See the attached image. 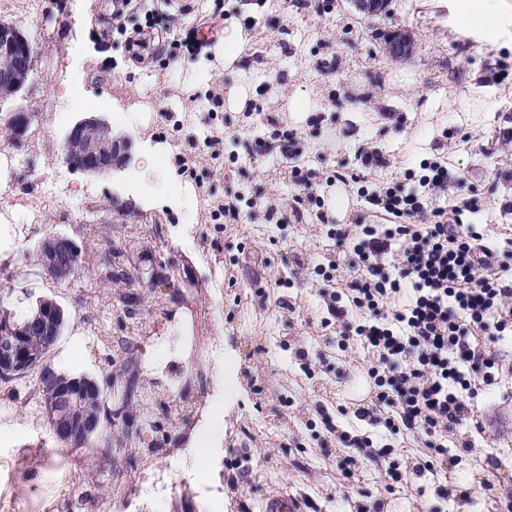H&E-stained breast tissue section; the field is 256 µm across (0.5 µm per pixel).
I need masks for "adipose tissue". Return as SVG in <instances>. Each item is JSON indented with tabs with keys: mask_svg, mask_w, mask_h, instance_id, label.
Segmentation results:
<instances>
[{
	"mask_svg": "<svg viewBox=\"0 0 512 512\" xmlns=\"http://www.w3.org/2000/svg\"><path fill=\"white\" fill-rule=\"evenodd\" d=\"M251 41L247 28L236 17H228L224 21L223 29L216 33L215 41L208 48L206 55L200 56L193 67L195 78L200 82L209 81L213 70L218 68L232 76V83L224 89L225 111H245L261 81L258 72H248L238 66ZM144 159L146 172L156 174L158 177L159 191L169 197L172 203L185 208L190 207V189L176 186L171 176L170 154L162 155L154 150L146 153Z\"/></svg>",
	"mask_w": 512,
	"mask_h": 512,
	"instance_id": "adipose-tissue-1",
	"label": "adipose tissue"
}]
</instances>
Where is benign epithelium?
Here are the masks:
<instances>
[{"label":"benign epithelium","instance_id":"1","mask_svg":"<svg viewBox=\"0 0 512 512\" xmlns=\"http://www.w3.org/2000/svg\"><path fill=\"white\" fill-rule=\"evenodd\" d=\"M410 36L394 32L388 41L389 53L402 56L410 51ZM34 70V44L16 25L0 20V99L14 98L29 82ZM134 144L130 136L112 132V126L102 115L83 116L75 120L64 133L65 163L88 175H101L129 165ZM78 249L71 239L61 234L45 237L38 245L42 272L50 278L77 274L75 258ZM63 308L46 298L37 300V311L23 325L17 326L10 315L0 316V334L26 336L30 333L46 336L55 343L66 327ZM41 366L39 357L12 341L0 342V373L25 375ZM41 384L45 413L57 441L68 445L77 438H89L97 433L101 419L81 412V401L100 391L93 377H82L67 383L45 372Z\"/></svg>","mask_w":512,"mask_h":512}]
</instances>
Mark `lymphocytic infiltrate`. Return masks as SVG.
<instances>
[{
    "label": "lymphocytic infiltrate",
    "instance_id": "f902f5d3",
    "mask_svg": "<svg viewBox=\"0 0 512 512\" xmlns=\"http://www.w3.org/2000/svg\"><path fill=\"white\" fill-rule=\"evenodd\" d=\"M407 184L384 185L366 196L380 224L338 229L336 247L350 254L353 277L345 295H332L342 332L370 349L368 369L377 406L392 408V431L423 432L431 453L424 470L447 468L449 432L466 420L463 394L494 385L499 369L491 346L512 331V286L497 277L491 250L481 245L460 207L440 205L446 162L422 163ZM392 259L396 275L385 271ZM362 324L347 322L349 309Z\"/></svg>",
    "mask_w": 512,
    "mask_h": 512
}]
</instances>
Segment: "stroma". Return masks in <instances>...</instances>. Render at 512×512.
I'll return each mask as SVG.
<instances>
[{"mask_svg": "<svg viewBox=\"0 0 512 512\" xmlns=\"http://www.w3.org/2000/svg\"><path fill=\"white\" fill-rule=\"evenodd\" d=\"M71 0H0V18L21 27L37 56L32 82L16 102L0 105V182H38L64 168L62 136L86 116V102L128 107L151 103L147 124L124 126L134 159L105 176L66 174L70 194L33 221L23 201L0 196V306L26 308L39 297L66 312L65 332L47 359L128 391L113 399V424L135 417L130 442L110 451L66 449L49 429L30 380L0 381V512H261L267 493L297 496L303 512H507L512 505V334L501 336L497 382L479 392L474 416L448 435L446 469L417 472L427 450L412 433H392L384 419L359 416L377 392L367 375L371 355L341 340L330 294L347 279L333 224L317 207L295 206L291 172L309 173L318 195L327 179L362 170L348 222L375 223L362 197L381 182L403 181L420 163H448L441 203H467L464 222L482 232L498 255L497 272L512 284V80L493 81L512 65V19L493 28L466 27L457 0H389L386 14L368 18L352 0H246L244 21L254 51L242 68L263 80L250 113L214 105L230 77L216 73L195 98L173 87L169 64L192 66L200 49H174L192 30L217 32L218 0H88L75 30ZM414 41L404 57L385 50L388 35ZM393 72L407 74L393 85ZM478 87L485 112H452L426 121L429 95L455 101ZM304 88L322 108L295 128L273 89ZM361 111H351V103ZM31 112L22 136L6 129L15 105ZM297 129L294 155L281 152L276 131ZM222 141L212 153L208 136ZM172 145L192 156L203 187L190 209L156 199L155 178L143 171L146 144ZM387 167L362 169L364 148ZM14 155L18 164L7 165ZM241 195L239 219L217 224L219 200ZM277 208L285 221L270 219ZM97 226L125 254L124 271L80 267L70 285L40 273L34 252L45 236L62 234L83 246ZM172 281L162 295L152 274ZM232 385L231 409L210 456L207 481L187 477L197 434L212 406ZM182 395L196 409L182 416L168 403ZM368 440L340 461L337 434ZM492 478L495 489L483 491ZM447 494H440V487ZM469 496H461L460 488Z\"/></svg>", "mask_w": 512, "mask_h": 512, "instance_id": "35a3bbf8", "label": "stroma"}]
</instances>
